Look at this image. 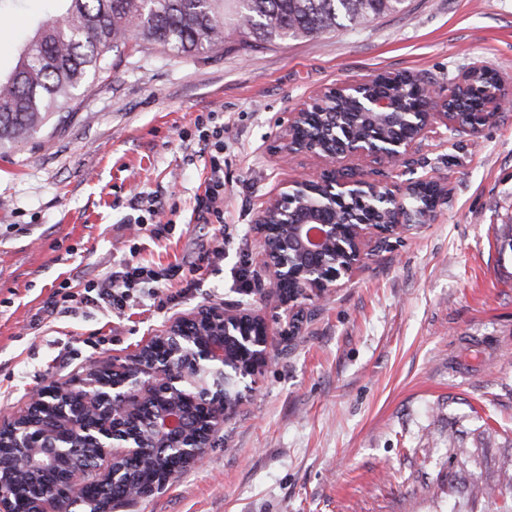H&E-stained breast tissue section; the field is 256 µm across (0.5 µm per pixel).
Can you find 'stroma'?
<instances>
[{"mask_svg": "<svg viewBox=\"0 0 512 512\" xmlns=\"http://www.w3.org/2000/svg\"><path fill=\"white\" fill-rule=\"evenodd\" d=\"M56 0H15L0 69ZM65 123L0 148V414L95 360L135 353L175 318L249 299L272 323L269 363L198 465L124 512H512V106L478 136L441 130L405 159L353 168L388 188L426 174L448 189L432 218L379 248L345 287L301 305L281 335L275 295H246L253 233L280 184L322 163H283L289 112L329 87L410 72L448 85L473 61L512 74V0H404L359 27L263 49L236 39L182 55L108 52ZM224 126L223 217L196 220L210 150L198 117ZM174 229L130 226L135 193ZM224 254L210 256L216 236ZM185 270L163 303L58 315L127 259Z\"/></svg>", "mask_w": 512, "mask_h": 512, "instance_id": "35a3bbf8", "label": "stroma"}]
</instances>
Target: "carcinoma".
I'll return each instance as SVG.
<instances>
[{
	"instance_id": "carcinoma-1",
	"label": "carcinoma",
	"mask_w": 512,
	"mask_h": 512,
	"mask_svg": "<svg viewBox=\"0 0 512 512\" xmlns=\"http://www.w3.org/2000/svg\"><path fill=\"white\" fill-rule=\"evenodd\" d=\"M0 75V147L27 139L71 109L77 92L102 69L105 54L125 43L139 18L138 40L190 55L234 36L245 50L315 38L396 10L403 0H60ZM460 128L486 121L482 97L469 96Z\"/></svg>"
}]
</instances>
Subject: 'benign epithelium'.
I'll return each mask as SVG.
<instances>
[{
    "instance_id": "1",
    "label": "benign epithelium",
    "mask_w": 512,
    "mask_h": 512,
    "mask_svg": "<svg viewBox=\"0 0 512 512\" xmlns=\"http://www.w3.org/2000/svg\"><path fill=\"white\" fill-rule=\"evenodd\" d=\"M482 72H487L486 65L475 61L447 91L424 87L428 105L418 114L366 92L372 78L324 90L290 113L279 152L286 159L314 156L324 170L317 180L299 176L285 181L258 212L254 233L265 277L247 292L277 295L280 319L291 326L298 300L324 298L352 280L369 256L372 240L385 242L404 227L425 223L446 195L441 182L427 176L411 179L396 193L347 170L341 162L364 158L390 163L409 155L437 126L457 124L456 105L472 75ZM338 94L355 102L358 114L378 129L349 137L340 152L331 142L336 136ZM483 99L484 111L501 110L512 101V76H493ZM316 108L333 121L316 138L295 140L296 128ZM402 117L412 125L410 135L388 136L384 129ZM354 201L365 207L384 204L390 220L353 224L351 236H341L335 221H325L322 215L336 212L338 202L350 206ZM291 277L300 286L298 294L280 289ZM269 336L268 323L252 305L226 303L174 319L138 352L90 364L76 383L52 382L35 391L22 411L0 422V450L15 449L10 473L3 471L0 457V512H68L67 499L74 498L92 474L101 482L121 485L126 496L154 494L167 479L134 478L121 462L135 460L140 468L152 471L157 467V448L180 459V469L200 462L204 448L187 426L186 405L206 401L208 429L218 430L229 415V400L242 404L266 366ZM44 467L63 469L62 492L23 481L27 473Z\"/></svg>"
}]
</instances>
